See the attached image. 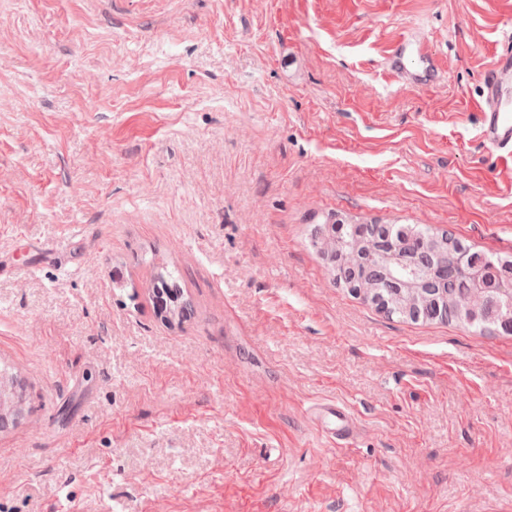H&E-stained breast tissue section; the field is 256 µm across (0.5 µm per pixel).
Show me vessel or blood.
<instances>
[{
  "instance_id": "1",
  "label": "vessel or blood",
  "mask_w": 512,
  "mask_h": 512,
  "mask_svg": "<svg viewBox=\"0 0 512 512\" xmlns=\"http://www.w3.org/2000/svg\"><path fill=\"white\" fill-rule=\"evenodd\" d=\"M505 48L498 52L480 81V137L483 143L512 157V34L504 37ZM391 70L405 82L427 86L434 82L436 67L432 58L411 43L398 45L389 58ZM328 413L334 419L331 436L348 440L353 416L346 408L333 405Z\"/></svg>"
}]
</instances>
